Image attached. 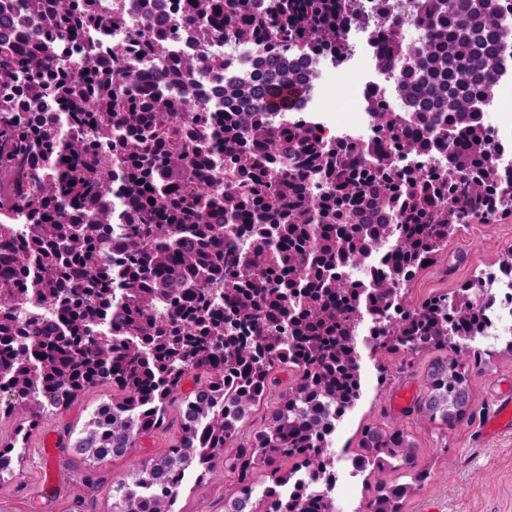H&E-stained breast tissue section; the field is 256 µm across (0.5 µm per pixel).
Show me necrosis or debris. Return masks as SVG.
<instances>
[{
	"instance_id": "1",
	"label": "necrosis or debris",
	"mask_w": 512,
	"mask_h": 512,
	"mask_svg": "<svg viewBox=\"0 0 512 512\" xmlns=\"http://www.w3.org/2000/svg\"><path fill=\"white\" fill-rule=\"evenodd\" d=\"M186 0H100L102 14L122 7L125 27L92 28L85 32L84 47L100 51H121L123 69L140 90L160 92L178 102L206 103L209 111H225L226 86L257 80L265 70L269 49L254 43L231 40L201 44L200 40L182 34L167 35L163 54L143 51L131 40L132 30L139 28L141 11L151 8L162 13L167 24L176 23ZM356 17H344L338 37L344 45L335 53L318 44L295 48L298 56H306L311 73L335 80H348L343 102L328 109L326 89L312 86L294 110L268 112L264 119L273 128L299 124L328 143L357 141L369 144L376 140L377 129L372 103H379L403 121H411L417 108L400 90V72L383 69L379 57L383 52L381 35L396 16L410 7L409 0H356ZM208 51L219 57L220 69L195 72L189 81L169 83L162 73L174 61L184 60ZM481 120L497 147L496 158L503 170L512 171V58H505L490 96L481 105ZM492 302L486 310V333L490 336L512 335V271L494 274L486 280Z\"/></svg>"
}]
</instances>
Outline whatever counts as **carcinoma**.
Returning <instances> with one entry per match:
<instances>
[{
	"label": "carcinoma",
	"mask_w": 512,
	"mask_h": 512,
	"mask_svg": "<svg viewBox=\"0 0 512 512\" xmlns=\"http://www.w3.org/2000/svg\"><path fill=\"white\" fill-rule=\"evenodd\" d=\"M99 0H15L13 11L39 16L21 46L13 15H0V76L20 72L24 84L0 95V173L14 176L3 196L28 216L25 234L0 226V392L12 393L7 415L36 426L78 393L103 383L121 396L94 411L80 439L88 458L121 457L165 423L180 402L178 446L143 461L112 486V512H174L186 471L203 481L227 444L239 443L235 496L226 512L251 503V473L278 457L300 463L264 488L268 512H335L333 500L303 485L279 488L299 472L322 482L334 457L322 416L358 397L361 374L352 331L362 290L344 273L398 235V248L376 278L369 302L393 309L373 347L399 336L412 351L464 341L487 302L433 297L418 307L406 291L448 241V225L491 210L496 192L512 186L493 156L479 104L495 71L512 57L499 0H418L406 22L428 34L408 46L396 30L383 35L381 65L406 60L402 90L419 99L409 124L381 107L374 117L383 142L377 166L362 169L366 147L329 144L309 130L271 129L258 121L269 98L288 85L309 90L310 76L291 62L293 45L314 38L336 48V28L355 0H276L255 10L250 0H187L176 29L191 35L272 41L278 83L235 89L236 108L218 117L203 103L184 107L125 84L120 54L83 49L85 30L125 24L123 11L104 16ZM83 54L74 76L64 53ZM217 66L200 53L169 68L187 80ZM52 95L63 110L44 117L32 105ZM430 150L440 165L393 171L392 152ZM220 161L241 181L218 190L207 172ZM323 180L320 196L314 183ZM251 231V250L235 241ZM302 370L300 382L275 391L278 366ZM201 383L180 398L189 373ZM418 413L430 422L462 421L468 374L458 360L430 365ZM274 400L263 428L248 426L252 408ZM357 457L379 470L412 461L400 428L367 427ZM426 472L381 484L368 512H399Z\"/></svg>",
	"instance_id": "carcinoma-1"
}]
</instances>
